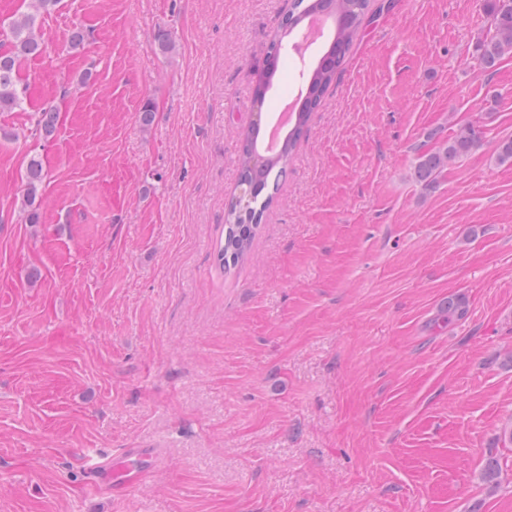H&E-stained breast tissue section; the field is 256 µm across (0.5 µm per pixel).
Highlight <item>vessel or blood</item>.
I'll return each instance as SVG.
<instances>
[{"label":"vessel or blood","mask_w":512,"mask_h":512,"mask_svg":"<svg viewBox=\"0 0 512 512\" xmlns=\"http://www.w3.org/2000/svg\"><path fill=\"white\" fill-rule=\"evenodd\" d=\"M156 461L155 449L124 448L111 458L87 454L86 467L93 484L111 486L114 496L120 498L139 486L144 468Z\"/></svg>","instance_id":"vessel-or-blood-1"}]
</instances>
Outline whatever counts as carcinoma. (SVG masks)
Returning a JSON list of instances; mask_svg holds the SVG:
<instances>
[{"instance_id":"carcinoma-1","label":"carcinoma","mask_w":512,"mask_h":512,"mask_svg":"<svg viewBox=\"0 0 512 512\" xmlns=\"http://www.w3.org/2000/svg\"><path fill=\"white\" fill-rule=\"evenodd\" d=\"M57 0H30V11L21 13L9 24V45L0 50V112L23 109L27 86L21 82L20 68L24 60L40 55L43 43L38 31V18L50 13ZM390 8L383 0H293L279 30L268 45L270 67L263 83L256 84L254 99L263 104L267 89L275 82L278 61L285 44L284 38L304 26L310 14L328 16L333 22V35L318 59L302 73L305 86L288 125L279 140L278 149L266 152L262 148L261 119H256L242 133L239 153L238 187L224 216V242L216 252V263L229 270L243 263L251 253L252 242L264 211L272 204L280 184L286 179L288 161L296 149L314 112L320 108L329 86L343 70L359 32L377 16ZM491 16V30L477 43L478 58L487 72L496 70L501 59L512 54V0H486ZM56 111L46 107L35 119L34 131L46 138L55 130ZM479 144V132L471 126L459 129L456 136L443 146L427 149L418 155L414 168L415 180L428 188L460 157ZM45 174L38 159L27 167L25 206L27 221L38 223L36 198Z\"/></svg>"}]
</instances>
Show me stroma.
<instances>
[{
  "mask_svg": "<svg viewBox=\"0 0 512 512\" xmlns=\"http://www.w3.org/2000/svg\"><path fill=\"white\" fill-rule=\"evenodd\" d=\"M290 5L42 17L24 108L0 112V512H512V55L482 69L484 0H392L227 275L240 138ZM465 125L478 147L419 185L420 151ZM451 296L465 316L437 323ZM121 448L161 454L116 500L83 455ZM44 179L45 174L40 161L36 158L31 159L27 167V193L24 201L27 208V221L31 224H36L39 220L36 198Z\"/></svg>",
  "mask_w": 512,
  "mask_h": 512,
  "instance_id": "obj_1",
  "label": "stroma"
}]
</instances>
